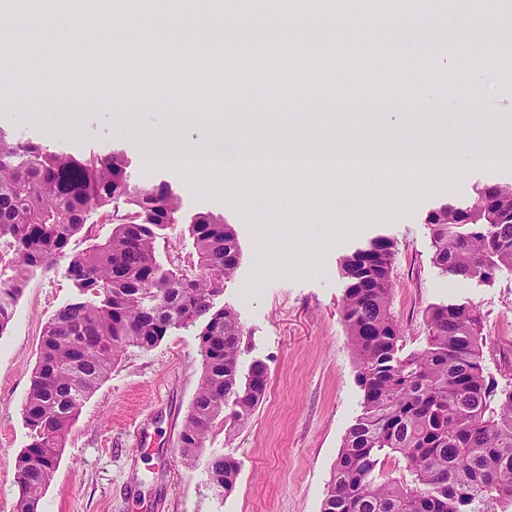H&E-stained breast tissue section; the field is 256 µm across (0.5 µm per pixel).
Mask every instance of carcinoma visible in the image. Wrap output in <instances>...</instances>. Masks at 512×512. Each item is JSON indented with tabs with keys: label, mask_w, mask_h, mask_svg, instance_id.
Masks as SVG:
<instances>
[{
	"label": "carcinoma",
	"mask_w": 512,
	"mask_h": 512,
	"mask_svg": "<svg viewBox=\"0 0 512 512\" xmlns=\"http://www.w3.org/2000/svg\"><path fill=\"white\" fill-rule=\"evenodd\" d=\"M481 206L450 205L427 215L432 262L445 275L492 283L512 276V187L477 190ZM180 196L168 183L136 184L121 153L76 157L15 141L0 128V334L31 276L68 256L75 299L47 322L22 407L30 442L14 463V512H37L85 401L130 346L150 349L169 330L203 326L202 375L181 432L191 465L214 421L248 419L262 402L267 366L238 370L245 334L238 313L215 308L235 275L239 247L224 216L197 212L189 231L196 260L166 265L160 231L181 223ZM111 217L103 243L67 254L92 213ZM393 245L376 240L347 256L340 318L357 360L361 411L349 427L321 512H504L512 505V381L488 380L482 315L470 303L435 304L425 313L426 346L403 352L391 311ZM407 475L384 480L389 457ZM209 483L233 488L237 463L215 456Z\"/></svg>",
	"instance_id": "cac0c4a2"
}]
</instances>
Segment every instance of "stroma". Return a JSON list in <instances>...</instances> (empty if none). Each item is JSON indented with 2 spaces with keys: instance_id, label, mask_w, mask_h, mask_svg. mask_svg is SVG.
I'll return each instance as SVG.
<instances>
[{
  "instance_id": "obj_1",
  "label": "stroma",
  "mask_w": 512,
  "mask_h": 512,
  "mask_svg": "<svg viewBox=\"0 0 512 512\" xmlns=\"http://www.w3.org/2000/svg\"><path fill=\"white\" fill-rule=\"evenodd\" d=\"M31 20H14L13 39L0 45V127L18 140L84 157L123 151L132 181L169 182L182 197V223L164 232L172 261L194 256L186 218L199 211L223 215L237 233L240 264L216 306L235 309L246 329L240 373L254 361L268 368L267 389L254 415L242 425L216 419L195 465H185L180 434L202 374L197 327L175 328L153 348L128 347L86 400L39 512H321L344 436L359 414L362 391L340 320L345 290L343 258L370 240L393 241L392 310L404 328L405 351L426 344L425 310L434 304L471 303L483 315L488 339L484 360L494 378L512 375V278L491 283L442 275L432 261L426 217L441 204L472 198L477 187L512 184V166L497 171L461 169L414 189L413 178L394 174L393 190L369 193L364 177L345 180L335 193L310 177L323 205L303 203L295 214L278 208L287 176L269 180L260 201L250 183L225 188L228 175L212 179L167 167H146L147 141L167 132L200 133L203 120L227 128L225 144L275 134L341 135L351 145L388 134L379 112H398L401 102L378 103L358 70L374 61L389 74L418 66L395 45L366 37L335 38L310 53L278 33L259 36L233 27L236 39L255 48L253 66L241 69L236 100L226 101L222 76L236 61L230 49L204 46L194 53L171 34L166 11L147 24L112 27L91 47L79 33L46 29L39 42L28 36ZM132 48L158 57V79L142 73L117 75L118 51ZM29 67H15L17 56ZM309 74L324 70V83L297 91L273 86L260 71L280 66ZM212 80L207 98L197 96L188 76ZM111 109H104V102ZM279 259L266 268L264 256ZM66 260L37 271L0 335V512H13L17 497L14 462L30 441L22 416L42 331L76 290ZM233 458L239 475L233 489L216 494L208 480L213 456Z\"/></svg>"
}]
</instances>
